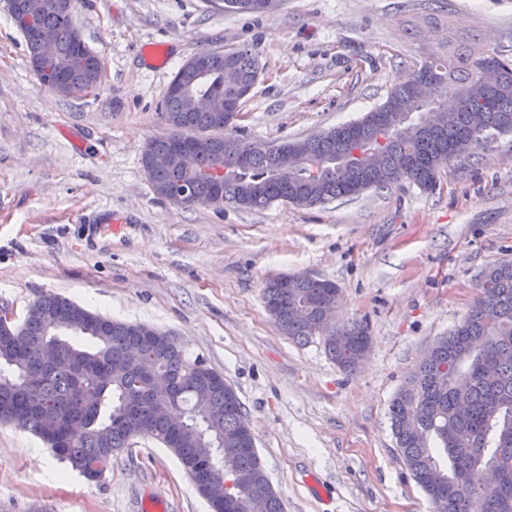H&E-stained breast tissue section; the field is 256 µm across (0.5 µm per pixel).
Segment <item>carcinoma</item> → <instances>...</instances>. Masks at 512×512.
<instances>
[{"instance_id": "1", "label": "carcinoma", "mask_w": 512, "mask_h": 512, "mask_svg": "<svg viewBox=\"0 0 512 512\" xmlns=\"http://www.w3.org/2000/svg\"><path fill=\"white\" fill-rule=\"evenodd\" d=\"M43 24L57 37L60 61L72 93L95 89L99 81L86 65L94 52L70 37L73 0H51ZM395 85L386 99L360 119L304 139L272 145L270 152L243 161L247 140L225 132L224 102L234 92L224 70L242 81L258 79V56L248 45L209 57L203 80L189 67L177 75L187 96H164L168 131L147 148L170 150L173 136L206 137L211 145L200 164L224 167L220 201L212 186L195 182L196 204L264 209L281 201L314 205L353 197L370 188L408 181L423 191L440 182L452 159L512 133V61L481 45L475 37L450 33ZM209 94L213 109L190 111V99ZM453 117H448V110ZM176 161L154 168V193L191 180ZM267 311L282 335L296 341L321 336L330 358L352 371L369 352L368 327L355 322L341 330L324 320L336 310L340 291L324 279L293 281L288 290L268 279ZM50 312L83 314L89 325L74 336L46 319ZM19 340L0 335V422L39 437L52 453L81 471L94 460L108 463L136 437L170 448L213 512H284L255 449L242 403L234 389L220 384L199 396L192 378L196 361L169 335L95 314L53 293L41 295L17 326ZM55 336L60 354L53 365L40 358L44 342ZM168 375L165 389L153 377ZM182 419L171 431V414ZM399 451L434 512H512V262H499L482 274L480 296L449 335L435 342L398 391L389 408ZM224 440L201 478L199 437ZM508 476L502 500L481 495L489 471Z\"/></svg>"}]
</instances>
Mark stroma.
Wrapping results in <instances>:
<instances>
[{
    "label": "stroma",
    "instance_id": "1",
    "mask_svg": "<svg viewBox=\"0 0 512 512\" xmlns=\"http://www.w3.org/2000/svg\"><path fill=\"white\" fill-rule=\"evenodd\" d=\"M104 62L96 93L59 97L35 74L0 0V308L44 293L168 332L237 393L285 512H434L404 465L389 404L465 317L485 269L512 261V134L451 163L434 192L409 182L314 206H176L152 190L145 144L167 130L165 90L198 53L242 45L260 74L237 128L301 139L382 103L435 29L512 59V0H75ZM301 272L336 283L333 321L369 325L342 371L323 339L276 328L262 289ZM211 512L177 457L149 438L85 479L0 423V512Z\"/></svg>",
    "mask_w": 512,
    "mask_h": 512
}]
</instances>
